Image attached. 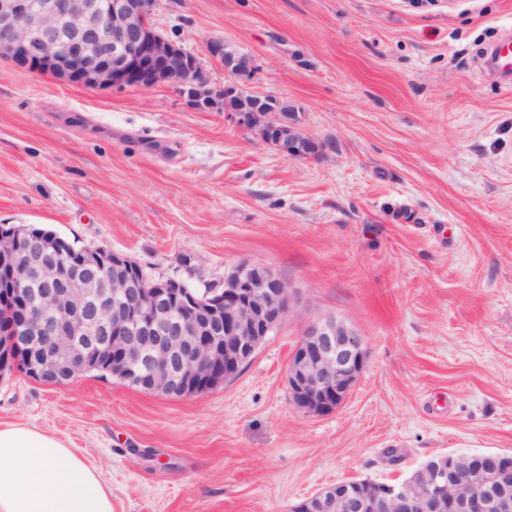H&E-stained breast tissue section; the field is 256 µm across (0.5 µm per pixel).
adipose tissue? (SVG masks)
<instances>
[{
  "label": "adipose tissue",
  "mask_w": 512,
  "mask_h": 512,
  "mask_svg": "<svg viewBox=\"0 0 512 512\" xmlns=\"http://www.w3.org/2000/svg\"><path fill=\"white\" fill-rule=\"evenodd\" d=\"M0 512H112V491L59 439L0 426Z\"/></svg>",
  "instance_id": "obj_1"
}]
</instances>
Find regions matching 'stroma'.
Wrapping results in <instances>:
<instances>
[{
	"label": "stroma",
	"instance_id": "obj_1",
	"mask_svg": "<svg viewBox=\"0 0 512 512\" xmlns=\"http://www.w3.org/2000/svg\"><path fill=\"white\" fill-rule=\"evenodd\" d=\"M212 89L288 101L321 154L276 151L169 85L89 89L0 61V225L53 230L202 288L239 264L293 290L238 374L171 398L91 372L0 374V424L64 441L112 512H287L448 452L512 453V80L485 54L512 0H159ZM333 317L366 344L341 406L300 410L288 364Z\"/></svg>",
	"mask_w": 512,
	"mask_h": 512
}]
</instances>
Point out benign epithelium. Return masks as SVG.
<instances>
[{
  "instance_id": "1",
  "label": "benign epithelium",
  "mask_w": 512,
  "mask_h": 512,
  "mask_svg": "<svg viewBox=\"0 0 512 512\" xmlns=\"http://www.w3.org/2000/svg\"><path fill=\"white\" fill-rule=\"evenodd\" d=\"M158 0H0V59L87 88L150 89L172 84L196 109L224 101L240 126L263 123L265 140L295 151L306 135L287 101L247 94L252 58L223 40L207 44L229 78L206 88L197 57L160 32ZM16 283L18 324L0 361L38 341L32 374L65 385L89 364L114 362L145 390L182 398L235 375L290 310L292 290L270 269L242 263L196 300L191 286L154 280L123 254L89 249L70 261L54 244L0 225V280ZM366 358L363 338L328 318L300 337L288 390L304 412L340 407ZM289 512H512V453H448L395 483L328 486Z\"/></svg>"
}]
</instances>
